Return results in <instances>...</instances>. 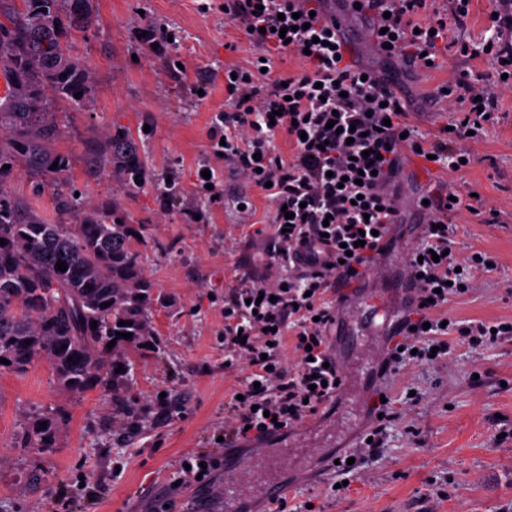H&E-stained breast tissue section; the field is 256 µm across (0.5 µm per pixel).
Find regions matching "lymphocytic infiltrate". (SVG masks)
Here are the masks:
<instances>
[{"instance_id":"lymphocytic-infiltrate-1","label":"lymphocytic infiltrate","mask_w":512,"mask_h":512,"mask_svg":"<svg viewBox=\"0 0 512 512\" xmlns=\"http://www.w3.org/2000/svg\"><path fill=\"white\" fill-rule=\"evenodd\" d=\"M330 0H224V16L262 51L249 66L225 67L229 108L209 130L214 153L223 156L272 206L274 233L267 272L236 289L224 302V345L251 370L241 398L230 399L225 447L262 441L302 425L320 407L340 399L344 379L332 361L330 332L336 305L327 298L333 277L362 282L394 241L402 223L401 179L407 162L445 172L473 162L472 144L483 135L498 94L512 89V0H494L491 43L461 42L459 56H493L492 72L436 88L448 110L464 105L452 129L423 137L409 121L411 102L393 87L390 62L427 69L437 61L450 21L468 16L456 0L451 16L418 22L427 0H340L357 13L369 51L386 66L376 69L350 58L354 39L328 8ZM290 54L298 68L284 79L263 82V58ZM283 135L291 151L272 146ZM418 205L423 233L406 261L413 292L402 324L406 336L381 363L389 371L404 359L423 364L447 355L448 336L476 345L512 340V322L477 321L462 326L448 317L451 298L476 288L489 273L490 256L457 251L447 229L461 210L498 223L500 212L479 197L457 196L451 184L426 192ZM295 369L282 361L285 349Z\"/></svg>"}]
</instances>
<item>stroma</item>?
I'll return each instance as SVG.
<instances>
[{"mask_svg":"<svg viewBox=\"0 0 512 512\" xmlns=\"http://www.w3.org/2000/svg\"><path fill=\"white\" fill-rule=\"evenodd\" d=\"M224 0H89L93 24L75 33L73 60L84 65L92 96L78 106L57 95L47 100L57 134L55 153L68 157L67 206L15 165L5 185L42 219L81 223L102 203L118 206L127 223L146 228L141 264L170 306L153 307L151 346L132 352L128 379L110 389L63 391L43 361L27 371H0V512H160L165 501L196 505L224 482L212 474L203 488L183 476L186 456L223 457L224 400L243 387L245 362L225 367L224 298L266 273L270 204L243 182L209 146V127L223 111L224 68L246 65L256 49L227 21ZM491 0H472L468 16L448 37L473 42L489 34ZM168 28L175 39L152 49L140 32ZM441 69L409 72L404 82L421 132L436 133L451 119L426 102L437 85L465 71L490 70L491 59L443 54ZM209 79L208 95L195 87ZM487 133L473 147L464 171L431 169L428 183L472 187L507 211L503 223L485 224L469 212L453 218L461 252L482 251L498 268L478 278L468 296L449 302L458 323L512 321V93L501 95ZM134 142L147 181L127 187L97 154L116 132ZM214 167L213 195L199 192L201 165ZM175 185L179 203L169 204ZM255 214L241 212L242 195ZM447 357L409 363L374 379L361 396L288 430L294 448L284 468L291 485L288 512H512V341L474 347L450 336ZM386 394L398 416L387 425L375 462L358 469L342 497L330 457L354 451L375 426L372 401ZM61 416L54 447L26 445L22 429L39 413ZM87 488H80L81 479Z\"/></svg>","mask_w":512,"mask_h":512,"instance_id":"stroma-1","label":"stroma"}]
</instances>
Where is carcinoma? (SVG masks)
Returning <instances> with one entry per match:
<instances>
[{
    "instance_id": "carcinoma-1",
    "label": "carcinoma",
    "mask_w": 512,
    "mask_h": 512,
    "mask_svg": "<svg viewBox=\"0 0 512 512\" xmlns=\"http://www.w3.org/2000/svg\"><path fill=\"white\" fill-rule=\"evenodd\" d=\"M90 26L87 0H18L0 11V77L7 86L0 98V359L8 360L0 370L25 371L45 360L72 392L127 377L132 365L125 351L152 339V304L168 302L141 265L143 225L126 223L110 205L80 224H49L4 187L5 166L21 162L62 189L59 175L69 163L49 146L56 130L45 119L46 96L78 105L93 94L84 66L68 55L73 33ZM106 156L132 185L144 170L121 132L109 140ZM59 261L66 271L55 268ZM122 320L128 325H118ZM58 421L37 419L30 442L54 447Z\"/></svg>"
}]
</instances>
